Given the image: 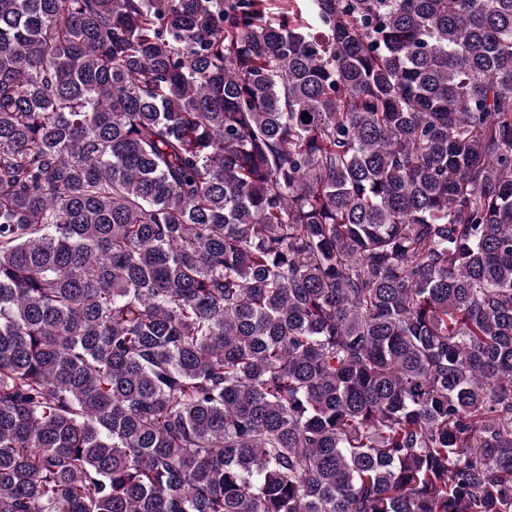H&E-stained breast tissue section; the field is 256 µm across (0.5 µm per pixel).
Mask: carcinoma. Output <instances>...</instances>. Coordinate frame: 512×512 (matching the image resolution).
I'll return each instance as SVG.
<instances>
[{
	"label": "carcinoma",
	"mask_w": 512,
	"mask_h": 512,
	"mask_svg": "<svg viewBox=\"0 0 512 512\" xmlns=\"http://www.w3.org/2000/svg\"><path fill=\"white\" fill-rule=\"evenodd\" d=\"M296 2L0 0V512H512V0Z\"/></svg>",
	"instance_id": "obj_1"
}]
</instances>
